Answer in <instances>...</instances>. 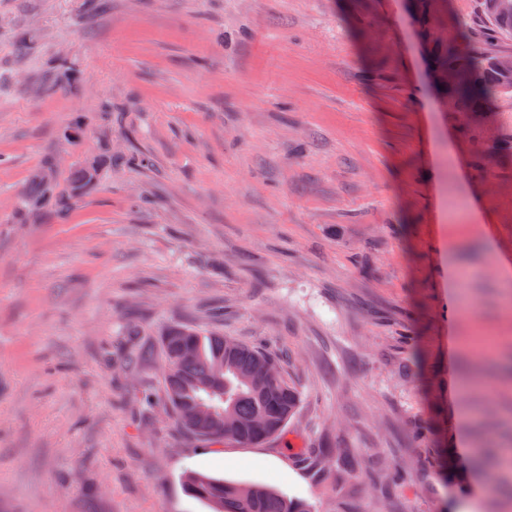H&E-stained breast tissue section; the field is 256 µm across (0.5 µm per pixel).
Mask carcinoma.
<instances>
[{
	"mask_svg": "<svg viewBox=\"0 0 512 512\" xmlns=\"http://www.w3.org/2000/svg\"><path fill=\"white\" fill-rule=\"evenodd\" d=\"M488 0H477L474 16L456 22V35L435 51L440 69L455 70L447 94L461 112H491L502 89L512 86V76H504L494 66L497 54L474 53L461 59L456 55L462 40H468L475 27L491 37L512 39V16L498 17L487 8ZM89 165L74 170L69 189L54 187L37 177L21 196L20 217L50 207L56 214L70 211L76 199L94 185ZM189 349L192 356L183 351ZM162 362L171 373L161 379L165 403L174 423L186 434L211 443L232 442L248 447L281 434L295 414L301 395L288 380L281 366L264 351L232 343L220 333L171 326L160 341ZM272 366L261 376L260 363ZM216 407L210 421L192 422L202 408ZM183 485L189 496L211 512H309L308 505L288 498L280 491L257 483H243L188 472Z\"/></svg>",
	"mask_w": 512,
	"mask_h": 512,
	"instance_id": "obj_1",
	"label": "carcinoma"
}]
</instances>
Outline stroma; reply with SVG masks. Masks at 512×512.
Returning a JSON list of instances; mask_svg holds the SVG:
<instances>
[{"instance_id": "35a3bbf8", "label": "stroma", "mask_w": 512, "mask_h": 512, "mask_svg": "<svg viewBox=\"0 0 512 512\" xmlns=\"http://www.w3.org/2000/svg\"><path fill=\"white\" fill-rule=\"evenodd\" d=\"M104 3L0 0V512H207L190 471L512 512V471L470 466L512 448V99L459 112L431 65L474 0ZM48 158L60 191L104 175L18 222ZM172 324L283 360L286 430L183 434ZM95 165L74 170L69 189L64 192H56L51 183L44 182L42 176H38L21 196L17 206L20 217L25 218L29 213L41 211L47 206L57 215L68 213L76 199L96 182L94 171L100 169L99 165Z\"/></svg>"}]
</instances>
